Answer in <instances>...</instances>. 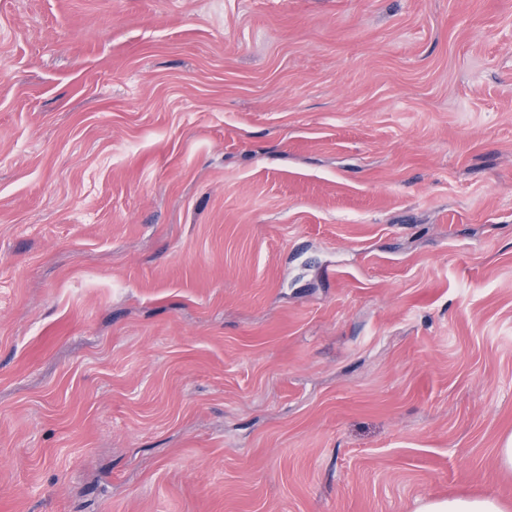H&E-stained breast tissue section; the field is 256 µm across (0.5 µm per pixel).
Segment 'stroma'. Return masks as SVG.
I'll list each match as a JSON object with an SVG mask.
<instances>
[{
    "mask_svg": "<svg viewBox=\"0 0 512 512\" xmlns=\"http://www.w3.org/2000/svg\"><path fill=\"white\" fill-rule=\"evenodd\" d=\"M512 0H0V512H512ZM500 503L491 496L451 498L423 503L416 512H503Z\"/></svg>",
    "mask_w": 512,
    "mask_h": 512,
    "instance_id": "stroma-1",
    "label": "stroma"
}]
</instances>
